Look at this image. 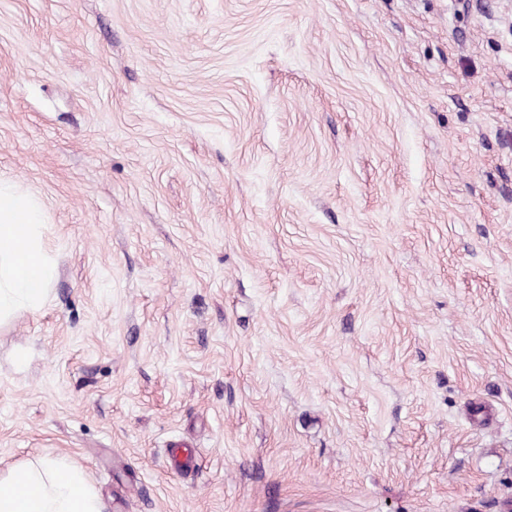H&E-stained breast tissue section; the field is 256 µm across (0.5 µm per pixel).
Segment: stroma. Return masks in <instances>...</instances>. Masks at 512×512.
Here are the masks:
<instances>
[{"instance_id":"stroma-1","label":"stroma","mask_w":512,"mask_h":512,"mask_svg":"<svg viewBox=\"0 0 512 512\" xmlns=\"http://www.w3.org/2000/svg\"><path fill=\"white\" fill-rule=\"evenodd\" d=\"M0 180L56 267L0 324L1 474L512 512V0H0Z\"/></svg>"}]
</instances>
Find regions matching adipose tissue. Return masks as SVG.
Instances as JSON below:
<instances>
[{"mask_svg":"<svg viewBox=\"0 0 512 512\" xmlns=\"http://www.w3.org/2000/svg\"><path fill=\"white\" fill-rule=\"evenodd\" d=\"M41 222L35 204L0 182V322L45 301L52 271ZM21 251L30 261L24 274L17 268ZM0 512H101V504L79 471L41 461L0 476Z\"/></svg>","mask_w":512,"mask_h":512,"instance_id":"1","label":"adipose tissue"}]
</instances>
